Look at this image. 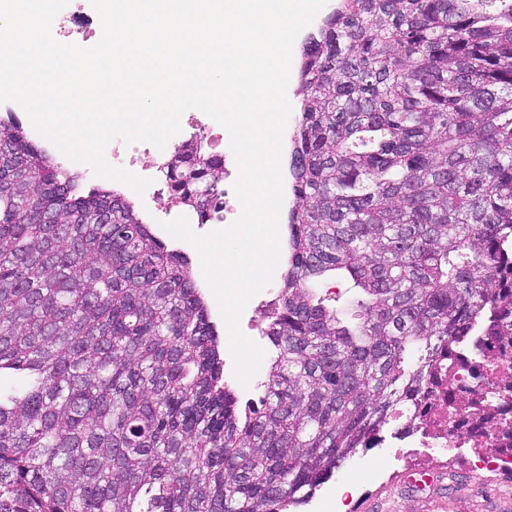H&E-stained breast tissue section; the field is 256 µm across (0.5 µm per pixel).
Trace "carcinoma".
Listing matches in <instances>:
<instances>
[{
    "label": "carcinoma",
    "mask_w": 512,
    "mask_h": 512,
    "mask_svg": "<svg viewBox=\"0 0 512 512\" xmlns=\"http://www.w3.org/2000/svg\"><path fill=\"white\" fill-rule=\"evenodd\" d=\"M275 350L224 378L187 258L0 123V512H290L448 373L512 353V0H339L303 46ZM211 220L224 159L170 157ZM358 289L339 316L316 292ZM472 425L499 415L453 391Z\"/></svg>",
    "instance_id": "cac0c4a2"
}]
</instances>
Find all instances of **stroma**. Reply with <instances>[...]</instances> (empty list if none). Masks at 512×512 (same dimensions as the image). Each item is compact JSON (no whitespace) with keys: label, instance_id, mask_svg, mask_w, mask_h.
<instances>
[{"label":"stroma","instance_id":"stroma-1","mask_svg":"<svg viewBox=\"0 0 512 512\" xmlns=\"http://www.w3.org/2000/svg\"><path fill=\"white\" fill-rule=\"evenodd\" d=\"M402 423L394 419L385 427L381 442L359 452L336 471L313 499L297 512H512V473L494 470L478 481L473 470L486 449L448 448L434 452L418 447V435L402 436ZM453 472L456 484L445 501L432 498L430 474ZM412 477L416 491L404 493L401 482Z\"/></svg>","mask_w":512,"mask_h":512}]
</instances>
